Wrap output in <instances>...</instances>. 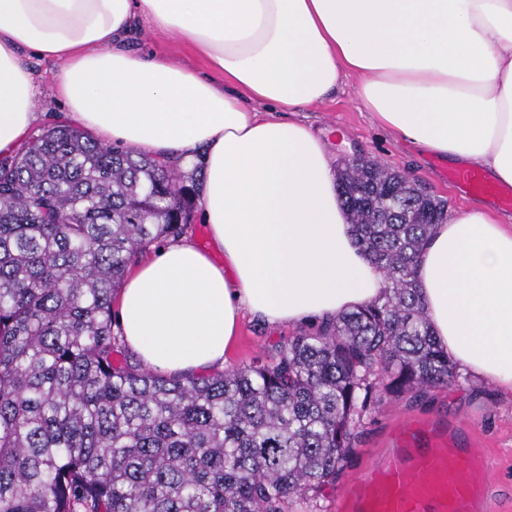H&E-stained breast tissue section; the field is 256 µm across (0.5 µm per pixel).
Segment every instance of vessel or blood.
Listing matches in <instances>:
<instances>
[{
    "label": "vessel or blood",
    "instance_id": "1",
    "mask_svg": "<svg viewBox=\"0 0 512 512\" xmlns=\"http://www.w3.org/2000/svg\"><path fill=\"white\" fill-rule=\"evenodd\" d=\"M451 181L512 209V185L489 181L476 169H454ZM484 454L459 447L447 431L417 423L401 427L393 448L380 454L349 497V512H484L488 489Z\"/></svg>",
    "mask_w": 512,
    "mask_h": 512
}]
</instances>
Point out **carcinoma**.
<instances>
[{
	"label": "carcinoma",
	"mask_w": 512,
	"mask_h": 512,
	"mask_svg": "<svg viewBox=\"0 0 512 512\" xmlns=\"http://www.w3.org/2000/svg\"><path fill=\"white\" fill-rule=\"evenodd\" d=\"M336 179L383 295L180 377L125 352L113 304L133 259L184 234L200 179L67 124L0 157V512H323L380 387L458 381L416 284L447 203L366 157Z\"/></svg>",
	"instance_id": "1"
}]
</instances>
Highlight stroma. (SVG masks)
Masks as SVG:
<instances>
[{
  "instance_id": "1",
  "label": "stroma",
  "mask_w": 512,
  "mask_h": 512,
  "mask_svg": "<svg viewBox=\"0 0 512 512\" xmlns=\"http://www.w3.org/2000/svg\"><path fill=\"white\" fill-rule=\"evenodd\" d=\"M132 45L141 54L169 57L201 72L207 69L205 62L193 55L184 41L150 32L144 26L139 27ZM26 63L34 80L35 109L40 114L32 129L37 136L58 123L66 107L57 99L52 81L56 61L31 55ZM356 83V77L347 76L324 102L290 115L291 120L309 126L315 133L331 131L349 141L346 149L335 144L330 146L332 165H340L351 156H365L426 186L447 202L449 213L469 207L492 209L486 198L466 192L445 179L447 159L421 151L375 123L355 97ZM316 329L313 322L269 327L252 315H244L224 366L230 370L268 359L277 346ZM412 421L445 427L461 444L482 448L490 463L486 474L488 512H512V394L471 376L459 384L431 389L418 396L381 394L340 478L326 491L322 501L326 512H337V504L364 478L376 456L392 447L396 431Z\"/></svg>"
}]
</instances>
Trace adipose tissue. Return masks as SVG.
Instances as JSON below:
<instances>
[{"mask_svg":"<svg viewBox=\"0 0 512 512\" xmlns=\"http://www.w3.org/2000/svg\"><path fill=\"white\" fill-rule=\"evenodd\" d=\"M139 20L184 39L207 73L134 55ZM29 52L58 60L72 124L202 165L210 250L185 237L161 246L115 302L127 348L167 374L222 366L244 314L299 324L382 294L326 139L285 118L344 77H358L378 125L512 184V0H0L1 156L39 118ZM416 277L441 348L512 392V225L457 213L435 226Z\"/></svg>","mask_w":512,"mask_h":512,"instance_id":"ef3b65f1","label":"adipose tissue"}]
</instances>
